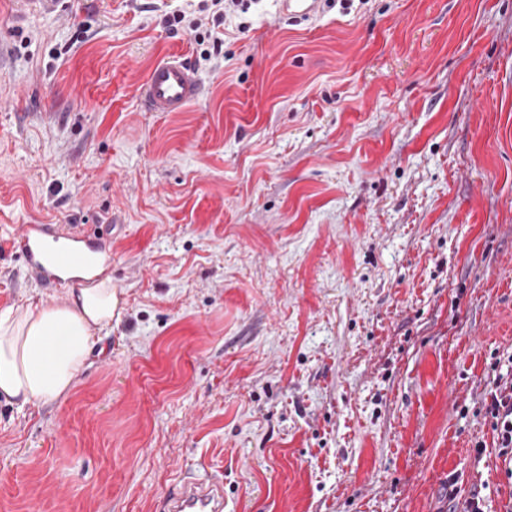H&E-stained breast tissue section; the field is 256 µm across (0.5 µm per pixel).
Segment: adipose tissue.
Returning <instances> with one entry per match:
<instances>
[{"label": "adipose tissue", "instance_id": "1", "mask_svg": "<svg viewBox=\"0 0 512 512\" xmlns=\"http://www.w3.org/2000/svg\"><path fill=\"white\" fill-rule=\"evenodd\" d=\"M119 304L104 278L49 305L0 311V397L23 406L66 395L95 334L119 316Z\"/></svg>", "mask_w": 512, "mask_h": 512}]
</instances>
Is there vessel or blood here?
Here are the masks:
<instances>
[{"label": "vessel or blood", "instance_id": "b4317fda", "mask_svg": "<svg viewBox=\"0 0 512 512\" xmlns=\"http://www.w3.org/2000/svg\"><path fill=\"white\" fill-rule=\"evenodd\" d=\"M201 90L189 63L173 55L149 71L140 98L146 111L181 112L198 100ZM16 247L30 274L59 289L87 282V252L109 253L110 240L95 224L68 230L58 224H26ZM160 512H224V483L212 477L185 479L164 498Z\"/></svg>", "mask_w": 512, "mask_h": 512}]
</instances>
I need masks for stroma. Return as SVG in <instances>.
<instances>
[{
  "label": "stroma",
  "instance_id": "1",
  "mask_svg": "<svg viewBox=\"0 0 512 512\" xmlns=\"http://www.w3.org/2000/svg\"><path fill=\"white\" fill-rule=\"evenodd\" d=\"M0 0V310L14 238L101 224L121 315L71 391L0 401V512H512V0ZM202 94L148 112L170 55ZM509 389L508 392L506 390ZM485 413L490 418L493 431L497 433L501 456L510 455L512 462V380L509 387L490 394V401L485 402ZM505 459V460H506ZM160 512H224V482L203 477L183 479L179 488L169 493Z\"/></svg>",
  "mask_w": 512,
  "mask_h": 512
}]
</instances>
